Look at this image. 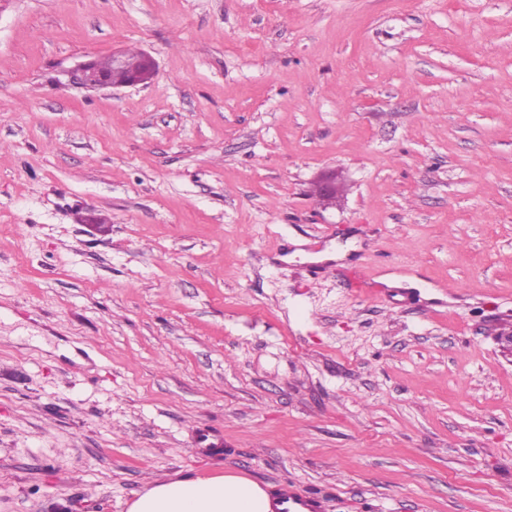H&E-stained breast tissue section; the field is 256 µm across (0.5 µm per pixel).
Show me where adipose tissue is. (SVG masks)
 I'll list each match as a JSON object with an SVG mask.
<instances>
[{"label":"adipose tissue","instance_id":"obj_1","mask_svg":"<svg viewBox=\"0 0 512 512\" xmlns=\"http://www.w3.org/2000/svg\"><path fill=\"white\" fill-rule=\"evenodd\" d=\"M269 493L256 481L199 473L145 488L127 512H271Z\"/></svg>","mask_w":512,"mask_h":512}]
</instances>
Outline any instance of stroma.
<instances>
[{
    "label": "stroma",
    "instance_id": "obj_1",
    "mask_svg": "<svg viewBox=\"0 0 512 512\" xmlns=\"http://www.w3.org/2000/svg\"><path fill=\"white\" fill-rule=\"evenodd\" d=\"M510 330L512 0H0V512H512ZM127 54V55H126ZM147 55V54H146ZM131 60H134L137 62L136 65V71L140 72L141 70L145 69L147 67V62L143 57V54L141 52L135 51V50H129L125 52H113L111 60L110 58L104 59V60H97V66L98 68L105 72L109 77L107 78L104 74H102L99 69L96 66V62L94 60L85 61L81 63L73 72H72V78L76 79L78 81V84L84 86L85 88H93V89H99V88H121V87H127V86H134L138 84H145L147 83L154 75L155 73V65L154 61L150 56H145L147 61L150 63V72L147 76L142 77L140 74H137L136 77L127 83H123L128 81L132 74L129 72H117L114 70H124L129 69V60L128 57ZM112 61V65H111ZM114 69V70H112ZM115 83H122V84H114ZM269 493L256 481L198 473L145 488L127 512H272ZM273 497L274 512H324L323 499L314 495H300L288 483H279L274 486ZM279 506H285L284 509ZM301 508L303 511L294 510Z\"/></svg>",
    "mask_w": 512,
    "mask_h": 512
}]
</instances>
